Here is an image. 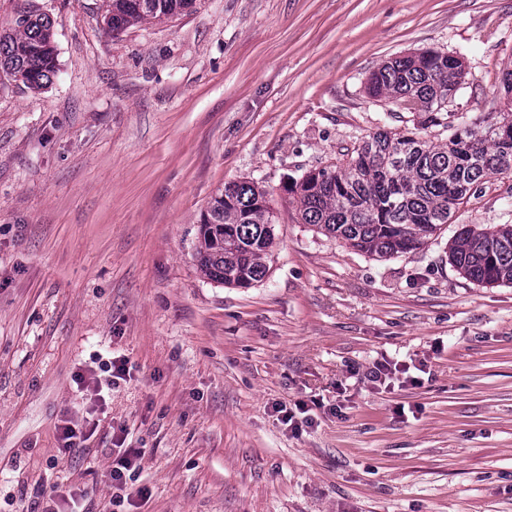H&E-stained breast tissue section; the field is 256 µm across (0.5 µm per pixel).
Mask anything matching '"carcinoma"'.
<instances>
[{
	"mask_svg": "<svg viewBox=\"0 0 512 512\" xmlns=\"http://www.w3.org/2000/svg\"><path fill=\"white\" fill-rule=\"evenodd\" d=\"M196 0H107L112 33L146 18L170 17ZM0 71L30 89L53 81L57 58L50 17L32 0L16 10L14 32L0 35ZM466 76L462 60L426 49L398 57L374 71L373 98L405 105L412 125L380 128L340 153L336 162L306 172L285 188L303 224L368 256L393 258L421 248L450 223L460 205L493 177H512V107L475 117L454 112ZM445 135L435 144L427 130ZM275 214L265 188L253 180L231 181L199 219L195 257L208 279L249 288L270 267ZM449 261L481 285H512V224H465L449 247Z\"/></svg>",
	"mask_w": 512,
	"mask_h": 512,
	"instance_id": "obj_1",
	"label": "carcinoma"
}]
</instances>
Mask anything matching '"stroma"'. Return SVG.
I'll use <instances>...</instances> for the list:
<instances>
[{
	"instance_id": "35a3bbf8",
	"label": "stroma",
	"mask_w": 512,
	"mask_h": 512,
	"mask_svg": "<svg viewBox=\"0 0 512 512\" xmlns=\"http://www.w3.org/2000/svg\"><path fill=\"white\" fill-rule=\"evenodd\" d=\"M58 72L0 73V512H512V285L460 274L464 224H512L494 178L416 251L356 253L298 223L284 185L407 111L369 74L462 56L454 108L505 103L512 0H196L112 33L106 0H33ZM255 179L277 222L248 288L204 277L198 222ZM124 357L98 400L77 371ZM394 370L367 380L374 363ZM303 404L291 430L276 406ZM97 426L65 452L64 420ZM142 449L113 501L112 431Z\"/></svg>"
}]
</instances>
